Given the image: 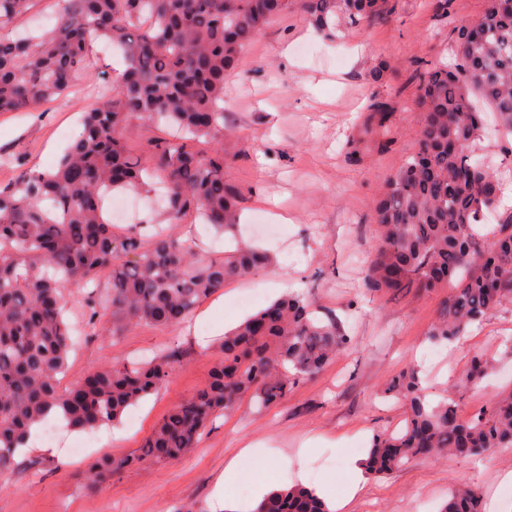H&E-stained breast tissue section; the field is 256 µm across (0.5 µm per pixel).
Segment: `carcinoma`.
<instances>
[{"instance_id": "obj_1", "label": "carcinoma", "mask_w": 512, "mask_h": 512, "mask_svg": "<svg viewBox=\"0 0 512 512\" xmlns=\"http://www.w3.org/2000/svg\"><path fill=\"white\" fill-rule=\"evenodd\" d=\"M36 0H0V112H27L56 100L90 67L93 41L123 53L115 91L84 113L78 135L49 171L25 169L0 185V476L13 471L31 427L56 414L71 431L120 420L159 390L172 356L99 367L60 385L78 325L66 289L104 271L110 288L89 297L86 327L112 311L117 330L141 323L167 328L185 321L233 278L272 264L264 251L238 245L224 258H202L193 244L159 224L124 234L103 218L113 190L154 197L171 221L194 213L235 232L243 192L224 180V77L244 48L284 12L288 0H58L47 27L23 34L13 24ZM384 0H304L318 28L340 32L380 14ZM457 62L419 66L420 130L414 152L375 202L380 229L363 287L372 293L444 296L430 332L436 342L465 335L512 301V215L492 235L479 218L497 208L507 183L481 157L487 113L512 132V0H486L481 18L453 26ZM162 120L170 137L130 151L134 119ZM349 341L336 321L319 318L304 295L288 293L224 335L206 385L173 407L146 438L138 461L184 457L222 412L244 397L267 407L291 386L320 373ZM481 356L458 379L468 388L488 373ZM405 402L406 417L374 436L366 472L386 475L414 459L474 456L512 448V391L470 419L456 406L430 405L418 375H395L384 390ZM131 458L101 457L85 472L98 487ZM253 512H330L296 484L272 491ZM442 512H482L480 493L453 489Z\"/></svg>"}]
</instances>
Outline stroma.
I'll return each instance as SVG.
<instances>
[{"label": "stroma", "instance_id": "obj_1", "mask_svg": "<svg viewBox=\"0 0 512 512\" xmlns=\"http://www.w3.org/2000/svg\"><path fill=\"white\" fill-rule=\"evenodd\" d=\"M484 6L485 0H451L444 12L439 0H388L386 14L329 40L310 24L302 0H289L244 49L224 86V178L245 194L239 236L267 250L273 264L254 277L226 281L184 324L136 325L117 336L106 313L87 327L62 386L95 367L170 349L177 354L171 376L121 424L101 428V442L83 455H68L78 437L67 432L56 452L21 455L0 479V512H178L190 505L214 512L212 492L226 462L250 443L280 451L282 459L263 471L243 460L242 474L272 489L303 484L330 503L348 484L344 462L355 447L369 448L375 434L405 415V406L383 393L393 375L416 368L427 400L451 401L465 419L512 389V355L503 345L512 338V302L460 341L436 344L428 332L443 292L394 296L362 287L375 246L374 203L416 143V64H454L452 22L477 21ZM356 44L362 50L355 57ZM122 67L117 52L96 44L91 70L47 110L0 113V184L26 168H53L105 76ZM381 124L383 138L375 133ZM280 210L288 223L277 224V235L266 234L261 223L276 224ZM258 284L261 297L242 306V296ZM289 291L309 297L317 316L335 319L350 338L324 371L294 385L275 407L243 399L182 460L138 463L98 492L84 488L90 462L136 456L169 410L204 386L222 330ZM476 355L488 360V376L456 390L458 374ZM511 482L512 451L422 457L368 477L347 512H438L455 485L476 488L483 512H512L500 496Z\"/></svg>", "mask_w": 512, "mask_h": 512}]
</instances>
